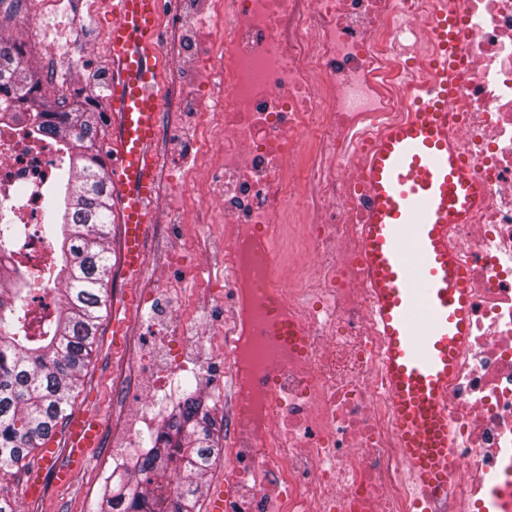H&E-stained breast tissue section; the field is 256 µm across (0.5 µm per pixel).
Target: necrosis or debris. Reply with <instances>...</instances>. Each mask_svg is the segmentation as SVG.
<instances>
[{
    "instance_id": "obj_1",
    "label": "necrosis or debris",
    "mask_w": 512,
    "mask_h": 512,
    "mask_svg": "<svg viewBox=\"0 0 512 512\" xmlns=\"http://www.w3.org/2000/svg\"><path fill=\"white\" fill-rule=\"evenodd\" d=\"M160 52L174 100L156 139L176 188H157L182 280L134 297L165 343L154 373L128 358L135 406L112 419V463L158 434L173 378L210 381L224 419V512H419L401 463L358 226L367 147L415 107L435 51L434 0H178ZM457 147L485 195L451 233L471 283L467 342L448 382L460 471L446 512H512V0H464ZM220 131L221 148L206 133ZM61 161L57 143L0 127V219L28 225L0 259L37 268ZM221 213L190 220L194 189ZM208 345L199 361L195 338Z\"/></svg>"
}]
</instances>
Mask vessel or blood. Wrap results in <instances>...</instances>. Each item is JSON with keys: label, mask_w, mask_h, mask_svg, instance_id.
I'll list each match as a JSON object with an SVG mask.
<instances>
[{"label": "vessel or blood", "mask_w": 512, "mask_h": 512, "mask_svg": "<svg viewBox=\"0 0 512 512\" xmlns=\"http://www.w3.org/2000/svg\"><path fill=\"white\" fill-rule=\"evenodd\" d=\"M460 8V0H438L433 34L439 51L420 86L421 101L368 150L363 169L370 191L360 226L363 261L402 465L422 512H439L448 478L459 469L444 401L472 307L468 275L448 231L467 223L483 198L482 184L461 162L448 121ZM114 12L105 34L117 75L109 98L120 142L114 188L127 228L125 263L135 274L156 185L160 0H116ZM68 433L69 461L55 471L60 485L71 482L98 442L97 422L90 417H73Z\"/></svg>", "instance_id": "b4317fda"}]
</instances>
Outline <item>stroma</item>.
Returning a JSON list of instances; mask_svg holds the SVG:
<instances>
[{
  "instance_id": "stroma-1",
  "label": "stroma",
  "mask_w": 512,
  "mask_h": 512,
  "mask_svg": "<svg viewBox=\"0 0 512 512\" xmlns=\"http://www.w3.org/2000/svg\"><path fill=\"white\" fill-rule=\"evenodd\" d=\"M27 2L25 10L6 13L0 19V34L23 42L37 69H44L46 62H53L70 92H82L90 86L98 96L109 97L111 77L105 66V32L113 20L111 9L105 6L97 14L86 16L83 41L60 45L48 56L43 52L49 35L48 28L41 22L43 0ZM118 317L126 322L132 335L147 336V329L142 328L134 311L110 305L71 407L72 412L91 414L99 419L98 446L90 450L85 468L70 485L48 484L45 495L38 499L25 498L23 489L31 469L51 470L53 461H47L42 451L33 452L28 466L0 475V497L10 500L17 512H99V505L108 496L109 490L99 477L112 454V417L133 406L128 391L116 386V375L133 352L131 344L122 345L112 339V321Z\"/></svg>"
}]
</instances>
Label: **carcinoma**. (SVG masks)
<instances>
[{"instance_id": "obj_1", "label": "carcinoma", "mask_w": 512, "mask_h": 512, "mask_svg": "<svg viewBox=\"0 0 512 512\" xmlns=\"http://www.w3.org/2000/svg\"><path fill=\"white\" fill-rule=\"evenodd\" d=\"M0 125H21L51 137L67 156L52 201L48 233L58 262L49 286L41 270L29 278L0 262V473L26 465L67 417L107 307L112 269V177L102 155L101 113L89 103L68 106L43 94L30 55L0 37ZM34 288L54 293V309L18 303ZM214 418L198 389L188 388L160 438L112 483L108 512H199L203 476L224 455Z\"/></svg>"}]
</instances>
